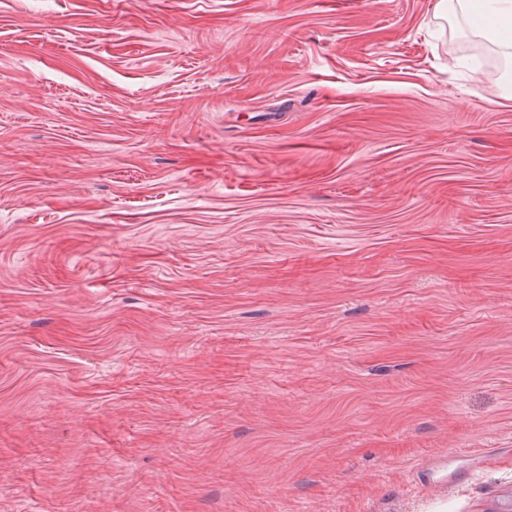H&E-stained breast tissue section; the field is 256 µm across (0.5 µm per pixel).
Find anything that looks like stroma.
I'll return each instance as SVG.
<instances>
[{
    "label": "stroma",
    "instance_id": "obj_1",
    "mask_svg": "<svg viewBox=\"0 0 512 512\" xmlns=\"http://www.w3.org/2000/svg\"><path fill=\"white\" fill-rule=\"evenodd\" d=\"M435 2L0 0V512L512 500V99Z\"/></svg>",
    "mask_w": 512,
    "mask_h": 512
}]
</instances>
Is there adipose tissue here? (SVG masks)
<instances>
[{
    "label": "adipose tissue",
    "mask_w": 512,
    "mask_h": 512,
    "mask_svg": "<svg viewBox=\"0 0 512 512\" xmlns=\"http://www.w3.org/2000/svg\"><path fill=\"white\" fill-rule=\"evenodd\" d=\"M434 13L441 23L467 26L512 62V0H437Z\"/></svg>",
    "instance_id": "adipose-tissue-1"
}]
</instances>
